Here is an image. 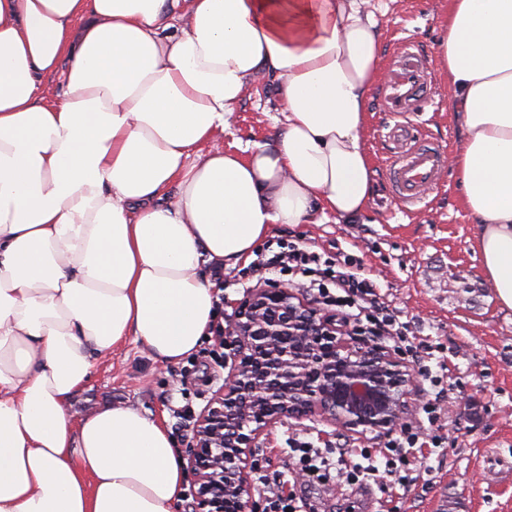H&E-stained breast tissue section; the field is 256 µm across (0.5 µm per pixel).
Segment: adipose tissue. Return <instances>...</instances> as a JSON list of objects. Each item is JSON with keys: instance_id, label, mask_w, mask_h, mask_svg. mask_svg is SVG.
<instances>
[{"instance_id": "obj_1", "label": "adipose tissue", "mask_w": 512, "mask_h": 512, "mask_svg": "<svg viewBox=\"0 0 512 512\" xmlns=\"http://www.w3.org/2000/svg\"><path fill=\"white\" fill-rule=\"evenodd\" d=\"M369 2L0 0V512L179 501L185 463L161 423L127 405L75 422L70 401L126 337L166 364L199 351L206 269L248 260L274 225L369 209L385 80ZM436 46L464 133L449 164L512 310V0H445ZM262 80L281 132L199 152Z\"/></svg>"}]
</instances>
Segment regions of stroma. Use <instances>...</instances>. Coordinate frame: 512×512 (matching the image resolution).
I'll use <instances>...</instances> for the list:
<instances>
[{"label":"stroma","mask_w":512,"mask_h":512,"mask_svg":"<svg viewBox=\"0 0 512 512\" xmlns=\"http://www.w3.org/2000/svg\"><path fill=\"white\" fill-rule=\"evenodd\" d=\"M383 29L385 61H392L405 41H413L427 59L431 103L421 112H386L382 93L370 104L366 130L375 172L374 203L353 224L326 215L319 224H278L268 245L294 242L322 255L358 258L361 274L374 281L390 310L407 323L413 345H430L448 370L432 386L423 359H411L417 377L415 404L445 389L437 442L426 445L422 463L428 480L409 490L382 492L370 478L321 486L299 483L295 491L305 512H512V312L501 309L484 279L472 248L476 224L462 206L461 188L452 168H444L416 206L397 204L387 176L396 150L388 132L407 123L416 138L454 154L462 135L452 118L448 85L435 79V44L440 0H372ZM283 117L270 83L253 86L233 113L224 144L264 143L281 130ZM205 371L181 375L144 345L131 340L99 356L91 374L71 400V413L84 417L123 403L164 421L178 453H186L190 432L177 429L174 408L201 410L223 386V361ZM322 434V421L284 419L257 457L269 470H286L288 436L295 431ZM338 448H380L384 438L331 434Z\"/></svg>","instance_id":"35a3bbf8"}]
</instances>
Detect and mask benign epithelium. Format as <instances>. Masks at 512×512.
<instances>
[{"instance_id":"7a95c632","label":"benign epithelium","mask_w":512,"mask_h":512,"mask_svg":"<svg viewBox=\"0 0 512 512\" xmlns=\"http://www.w3.org/2000/svg\"><path fill=\"white\" fill-rule=\"evenodd\" d=\"M224 346V389L196 417L187 452L194 512H255V448L287 416L364 437L410 415L415 377L398 351L357 338L288 283L250 289L228 317Z\"/></svg>"}]
</instances>
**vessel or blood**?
<instances>
[{"mask_svg":"<svg viewBox=\"0 0 512 512\" xmlns=\"http://www.w3.org/2000/svg\"><path fill=\"white\" fill-rule=\"evenodd\" d=\"M427 85L428 71L424 55L415 45L406 44L393 61L384 86V100L389 111L397 114L413 111L423 99ZM391 136L394 141L404 145L388 168L393 193L403 204H419L447 159L438 147L410 145L411 134L408 130L393 128Z\"/></svg>","mask_w":512,"mask_h":512,"instance_id":"b4317fda","label":"vessel or blood"}]
</instances>
